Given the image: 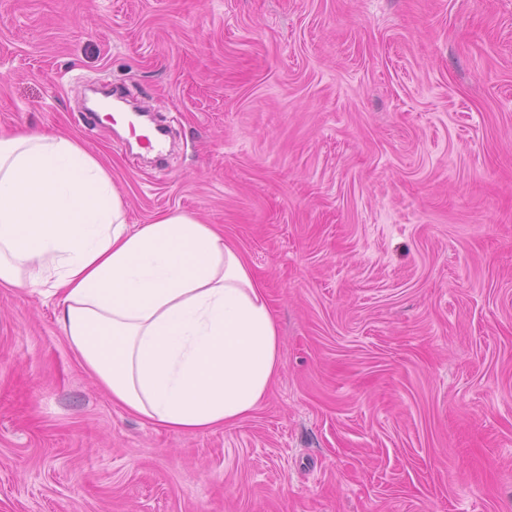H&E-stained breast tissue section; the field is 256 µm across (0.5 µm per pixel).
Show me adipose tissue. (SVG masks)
<instances>
[{"mask_svg":"<svg viewBox=\"0 0 512 512\" xmlns=\"http://www.w3.org/2000/svg\"><path fill=\"white\" fill-rule=\"evenodd\" d=\"M0 287L57 302L113 404L175 432L251 415L281 367L244 255L196 214L127 222L108 169L55 132H0Z\"/></svg>","mask_w":512,"mask_h":512,"instance_id":"ef3b65f1","label":"adipose tissue"}]
</instances>
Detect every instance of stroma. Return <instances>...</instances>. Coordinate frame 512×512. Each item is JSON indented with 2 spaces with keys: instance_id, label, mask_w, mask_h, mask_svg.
I'll return each instance as SVG.
<instances>
[{
  "instance_id": "1",
  "label": "stroma",
  "mask_w": 512,
  "mask_h": 512,
  "mask_svg": "<svg viewBox=\"0 0 512 512\" xmlns=\"http://www.w3.org/2000/svg\"><path fill=\"white\" fill-rule=\"evenodd\" d=\"M127 88L167 166L80 112ZM221 228L281 369L232 427L114 406L0 288V512H512V0H0V131Z\"/></svg>"
}]
</instances>
